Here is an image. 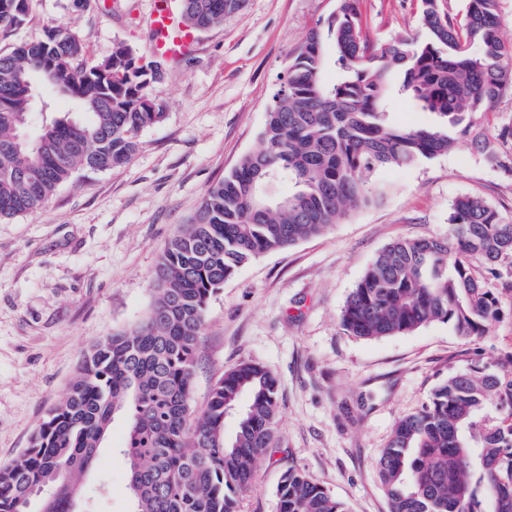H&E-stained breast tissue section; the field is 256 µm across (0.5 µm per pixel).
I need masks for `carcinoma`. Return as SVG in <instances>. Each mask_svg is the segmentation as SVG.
Masks as SVG:
<instances>
[{
    "label": "carcinoma",
    "mask_w": 512,
    "mask_h": 512,
    "mask_svg": "<svg viewBox=\"0 0 512 512\" xmlns=\"http://www.w3.org/2000/svg\"><path fill=\"white\" fill-rule=\"evenodd\" d=\"M33 0H0V220L44 207L81 170L126 166L139 135L165 116L161 77L139 51L118 42L104 57L59 25L38 40H17ZM196 32L224 22L247 0H188ZM421 38L378 44L362 0H337L324 24L289 56L261 132L208 187L192 221L170 241L144 322L107 336L83 354L62 401L29 448L0 466V512H93L78 495L114 416L128 411L121 458L133 512H239L256 468L278 448L279 382L258 363L224 371L203 409L192 406L199 338L211 296L261 254L323 235L349 210L377 196L365 178L448 153L459 127L491 163L500 156L473 116L512 94V43L500 35V0H416ZM334 48L325 55L324 42ZM331 68L335 79H324ZM24 81L49 86L77 108L26 129ZM405 100L435 114L432 126L396 122ZM291 186L273 198L267 187ZM512 259V222L488 201L457 198L448 235L389 243L352 289L341 324L368 340L448 322L458 335L485 334L503 308L489 281ZM235 417L232 434L226 418ZM390 512H512V354L490 371L475 362L448 375L429 403L395 423L377 460ZM278 512H346L322 485L286 468Z\"/></svg>",
    "instance_id": "obj_1"
}]
</instances>
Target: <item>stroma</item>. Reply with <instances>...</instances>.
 <instances>
[{"label":"stroma","mask_w":512,"mask_h":512,"mask_svg":"<svg viewBox=\"0 0 512 512\" xmlns=\"http://www.w3.org/2000/svg\"><path fill=\"white\" fill-rule=\"evenodd\" d=\"M152 0H35L18 38L64 24L90 57L125 42L149 54L139 24ZM336 0H248L221 25L200 32L195 55L167 69L159 96L165 118L144 129L125 167L83 171L39 211L0 221V464L17 457L64 396L83 351L140 323L154 298L157 261L188 224L206 189L261 145L266 114L288 55ZM371 39L419 35L416 0H363ZM501 165L486 162L452 130L448 154L368 175L381 198L323 235L260 255L209 301L192 394L204 408L212 384L242 362L267 366L280 381L273 459L257 467L240 512H278L287 467L324 486L347 512H389L376 461L398 418L425 405L436 385L472 359L495 368L512 353V263L496 282L504 315L485 336L465 339L432 322L404 335L348 334L340 313L352 288L393 240L443 236L453 201L481 197L512 219V96L480 116ZM127 435L116 414L93 469L80 486L97 512H133L118 451Z\"/></svg>","instance_id":"35a3bbf8"}]
</instances>
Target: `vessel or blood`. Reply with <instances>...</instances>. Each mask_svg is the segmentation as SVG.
Here are the masks:
<instances>
[{"label": "vessel or blood", "instance_id": "1", "mask_svg": "<svg viewBox=\"0 0 512 512\" xmlns=\"http://www.w3.org/2000/svg\"><path fill=\"white\" fill-rule=\"evenodd\" d=\"M140 22L147 31L154 56L178 64L196 53L197 34L185 25L171 0H154L148 13L141 15Z\"/></svg>", "mask_w": 512, "mask_h": 512}]
</instances>
